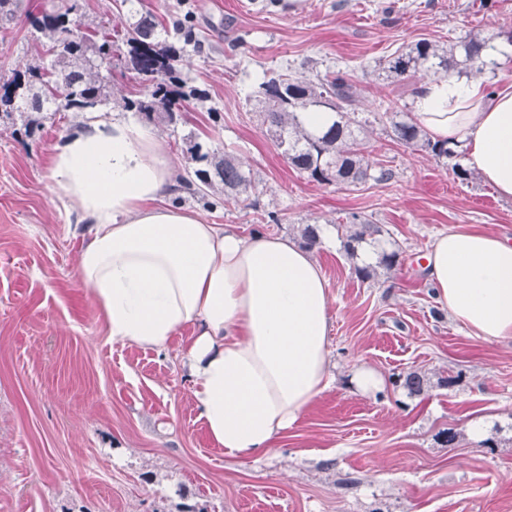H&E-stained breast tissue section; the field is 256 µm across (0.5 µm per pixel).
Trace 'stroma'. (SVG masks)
Segmentation results:
<instances>
[{
  "label": "stroma",
  "instance_id": "35a3bbf8",
  "mask_svg": "<svg viewBox=\"0 0 512 512\" xmlns=\"http://www.w3.org/2000/svg\"><path fill=\"white\" fill-rule=\"evenodd\" d=\"M47 0H20L0 28V75L40 63L49 45L29 23ZM164 25L191 14L201 47L184 75L206 101L184 104L178 128L154 125L186 175L185 138L232 152L255 176L248 203L215 185L202 203H175L241 235L300 238L329 284L336 382L259 458L225 457L195 409L178 352L112 341L79 277L83 237L64 195L49 184L60 136L91 120L59 112L32 134L0 118V512H512V339L472 335L434 297L427 247L448 231L512 240V199L480 178L460 181L452 160L393 142H367L386 183L322 185L286 163L262 127L255 93L270 68L303 78L350 74L359 115L408 109L425 73L401 82L378 62L426 38L447 45L492 37L512 55V0H145ZM356 212L382 229L376 244L399 263L360 280L337 222ZM382 391H352L358 366ZM426 376L410 392V372ZM457 434L446 445L447 431Z\"/></svg>",
  "mask_w": 512,
  "mask_h": 512
}]
</instances>
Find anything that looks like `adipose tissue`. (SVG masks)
<instances>
[{
  "mask_svg": "<svg viewBox=\"0 0 512 512\" xmlns=\"http://www.w3.org/2000/svg\"><path fill=\"white\" fill-rule=\"evenodd\" d=\"M414 113L428 135L463 145L467 163L512 198V83L451 75L424 81ZM49 182L82 224L78 256L111 340L179 350L198 417L226 457L269 450L333 381L328 281L310 252L275 235L245 237L169 204L177 172L151 128L89 122L52 149ZM440 304L484 340L512 339V241L449 232L428 246Z\"/></svg>",
  "mask_w": 512,
  "mask_h": 512,
  "instance_id": "1",
  "label": "adipose tissue"
}]
</instances>
